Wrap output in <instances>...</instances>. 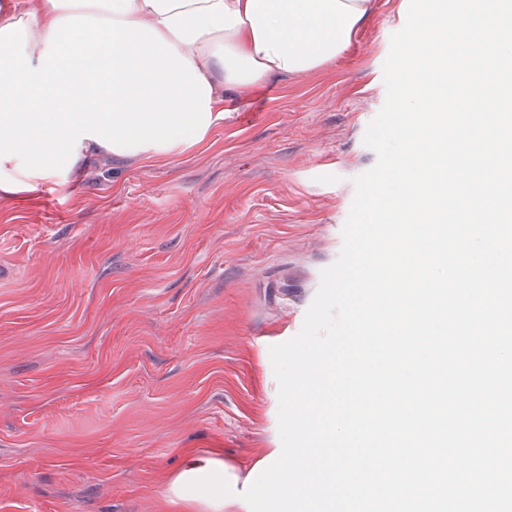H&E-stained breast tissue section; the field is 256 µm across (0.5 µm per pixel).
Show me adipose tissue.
Wrapping results in <instances>:
<instances>
[{"mask_svg": "<svg viewBox=\"0 0 512 512\" xmlns=\"http://www.w3.org/2000/svg\"><path fill=\"white\" fill-rule=\"evenodd\" d=\"M372 0H0V185L23 191L66 180L81 159L176 156L223 124L225 91L300 76L336 61ZM311 401L298 394L276 454L246 479L223 463L174 481L187 506L291 512L320 500L316 479L346 460L299 443Z\"/></svg>", "mask_w": 512, "mask_h": 512, "instance_id": "ef3b65f1", "label": "adipose tissue"}]
</instances>
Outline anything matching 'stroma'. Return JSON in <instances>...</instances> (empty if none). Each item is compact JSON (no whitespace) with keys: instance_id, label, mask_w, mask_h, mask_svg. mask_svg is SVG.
<instances>
[{"instance_id":"1","label":"stroma","mask_w":512,"mask_h":512,"mask_svg":"<svg viewBox=\"0 0 512 512\" xmlns=\"http://www.w3.org/2000/svg\"><path fill=\"white\" fill-rule=\"evenodd\" d=\"M409 0L247 95L175 157L0 190V512H186L190 464L279 447L271 346L339 256Z\"/></svg>"}]
</instances>
